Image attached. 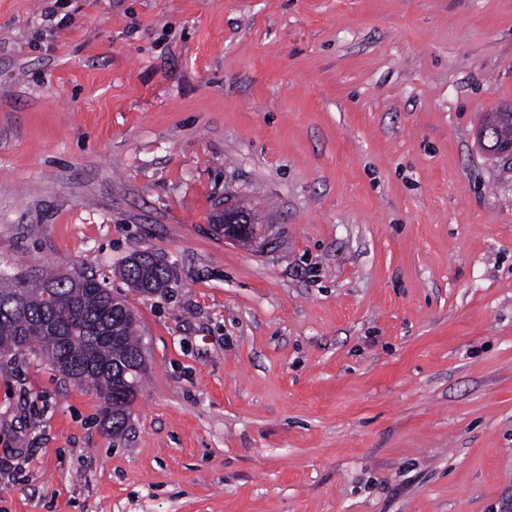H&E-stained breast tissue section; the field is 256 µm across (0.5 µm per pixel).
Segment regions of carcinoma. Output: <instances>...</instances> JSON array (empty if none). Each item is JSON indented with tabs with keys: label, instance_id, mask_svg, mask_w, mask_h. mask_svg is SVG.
Wrapping results in <instances>:
<instances>
[{
	"label": "carcinoma",
	"instance_id": "cac0c4a2",
	"mask_svg": "<svg viewBox=\"0 0 512 512\" xmlns=\"http://www.w3.org/2000/svg\"><path fill=\"white\" fill-rule=\"evenodd\" d=\"M494 130L485 148L501 153L512 144V117L490 112ZM121 275L129 287L151 295L167 286L168 265L126 260ZM136 318L125 304L112 306V292L93 276L32 281L16 276L0 284V358L27 352L44 356L64 376L94 387L104 399L103 423L114 435L129 419V405L147 364L137 361L143 345Z\"/></svg>",
	"mask_w": 512,
	"mask_h": 512
}]
</instances>
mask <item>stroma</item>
<instances>
[{
  "instance_id": "1",
  "label": "stroma",
  "mask_w": 512,
  "mask_h": 512,
  "mask_svg": "<svg viewBox=\"0 0 512 512\" xmlns=\"http://www.w3.org/2000/svg\"><path fill=\"white\" fill-rule=\"evenodd\" d=\"M510 108L512 0H0V272L95 276L148 362L115 436L0 359V512H497ZM486 122H494V130L489 137L483 140L481 138L482 125L479 131L480 141L488 151L499 154L505 145L512 144V117L507 116V112H490L485 117L484 123ZM224 211V222H221V217L218 213L212 217L213 226L217 232L224 230V239L234 242H245L248 245L258 242L262 237L266 236L270 225L267 224H254L253 219L247 218V221L242 219L241 214L235 209L225 207L220 209V212ZM217 220L219 224H217ZM239 223V224H236ZM226 229H225V225ZM231 226V227H230ZM230 227V228H227ZM145 252H139L128 258L121 275L130 288L143 295H151L165 288L170 281L171 271L167 264L141 259Z\"/></svg>"
}]
</instances>
